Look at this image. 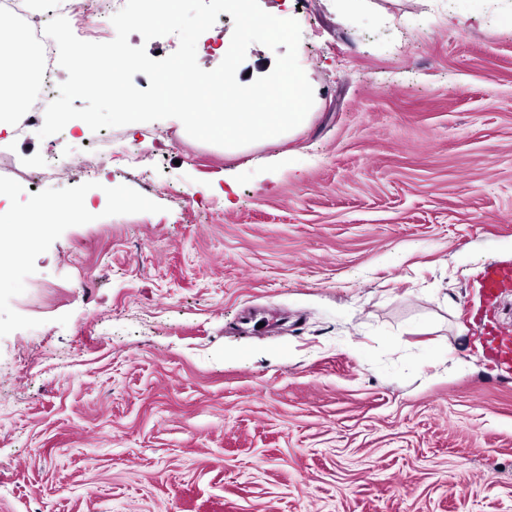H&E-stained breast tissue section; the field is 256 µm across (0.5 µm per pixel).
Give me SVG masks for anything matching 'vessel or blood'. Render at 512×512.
<instances>
[{
    "label": "vessel or blood",
    "instance_id": "1",
    "mask_svg": "<svg viewBox=\"0 0 512 512\" xmlns=\"http://www.w3.org/2000/svg\"><path fill=\"white\" fill-rule=\"evenodd\" d=\"M480 288L486 304V345L490 356L504 366L512 365V332L493 321L495 304L499 296L512 288V264H494L484 268Z\"/></svg>",
    "mask_w": 512,
    "mask_h": 512
}]
</instances>
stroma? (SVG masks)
<instances>
[{
  "label": "stroma",
  "mask_w": 512,
  "mask_h": 512,
  "mask_svg": "<svg viewBox=\"0 0 512 512\" xmlns=\"http://www.w3.org/2000/svg\"><path fill=\"white\" fill-rule=\"evenodd\" d=\"M259 4L301 27L302 129L11 141L67 171L0 177L20 222L94 214L0 238V512H512V370L473 312L512 261V31L475 0Z\"/></svg>",
  "instance_id": "obj_1"
}]
</instances>
